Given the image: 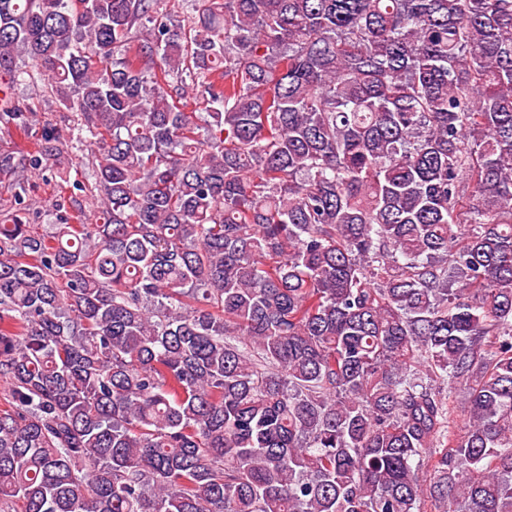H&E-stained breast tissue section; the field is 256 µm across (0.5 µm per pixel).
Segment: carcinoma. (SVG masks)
Here are the masks:
<instances>
[{
	"mask_svg": "<svg viewBox=\"0 0 512 512\" xmlns=\"http://www.w3.org/2000/svg\"><path fill=\"white\" fill-rule=\"evenodd\" d=\"M160 6L0 0L100 203L0 224V512H512V0Z\"/></svg>",
	"mask_w": 512,
	"mask_h": 512,
	"instance_id": "carcinoma-1",
	"label": "carcinoma"
}]
</instances>
